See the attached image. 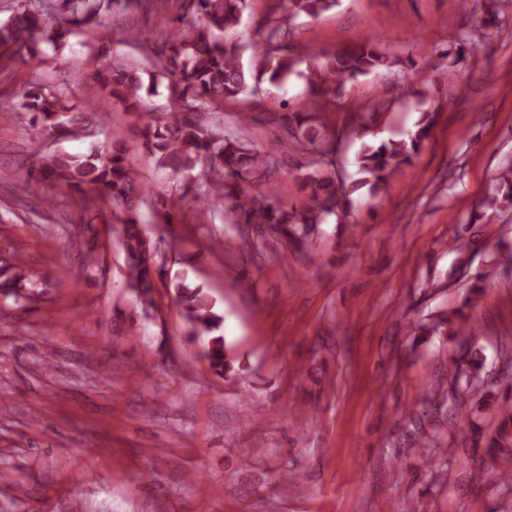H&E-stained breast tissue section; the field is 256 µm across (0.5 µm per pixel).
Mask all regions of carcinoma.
Segmentation results:
<instances>
[{
  "instance_id": "carcinoma-1",
  "label": "carcinoma",
  "mask_w": 512,
  "mask_h": 512,
  "mask_svg": "<svg viewBox=\"0 0 512 512\" xmlns=\"http://www.w3.org/2000/svg\"><path fill=\"white\" fill-rule=\"evenodd\" d=\"M115 4L140 12L146 22L175 9L168 32L145 47L153 59L152 68L131 67L102 43L91 47L96 74L102 89L109 90L127 111L143 117L140 131L144 143L163 165L176 173L202 168L213 201L225 205L227 224H255L301 249L321 225L343 223L352 208L353 193L364 187L371 195L384 190L432 135L434 110L430 108L422 111L416 129L401 140L377 139L380 116L386 108L382 103L369 110L357 107L345 124L336 128L324 121V112L342 94L346 82L393 66L376 39L330 54L294 42L297 18H316L334 7L336 0H272L265 20L255 30L260 38L251 42L240 40L238 31L247 0H59L55 13L41 7L38 0H21L9 20L0 24V67L6 69L17 62L40 66L39 42H48L61 53L69 46L73 28L104 27ZM483 41L475 29L448 34L443 50L450 67L448 78H453V67L464 61L466 51L477 49ZM300 64L306 70L296 71ZM294 73L305 77L307 105L290 109L284 100L269 99L277 108L273 116L283 135L273 150L255 148L242 136L216 133L210 117L224 111V102L259 94L265 81L282 87ZM161 85L166 90L165 104L154 107L147 98L156 95ZM21 106L31 114V124L39 134L86 135V128L78 126L72 116L78 107L39 83L24 87ZM343 137L360 141L356 180H346L337 170L336 150ZM283 148L301 157L297 185L306 198L301 206L284 199L275 188L260 198L247 190L250 177L258 170L278 167ZM28 178L39 188L64 186L86 200L107 198L112 202L117 236L126 256L125 288L138 297L143 309L154 306L157 242L147 236L139 214L149 187L129 161L124 137L115 133L108 148L84 155L47 156L38 167L29 169ZM190 192L187 185L180 194L159 199L160 222L174 223V215ZM478 206L480 211L469 219L471 225L489 210L512 208V165L496 175L492 193ZM29 282L24 273L16 272L0 280V288L26 300L31 298L25 293ZM175 288L191 335L204 339L203 354L210 368L217 374L234 371L224 349V336L214 334L223 322L215 302L198 286L180 281ZM417 330L422 336L454 335L469 341L448 370V381L433 386L436 408L447 411L452 419L465 412L472 396L478 411L491 416L494 427L490 435L477 432L474 444L486 448L492 462L502 496L500 512H512V475L501 470L503 463L512 464V396H506L503 403L493 389L473 381L485 362L475 347L476 320L472 313L457 308L418 325Z\"/></svg>"
}]
</instances>
